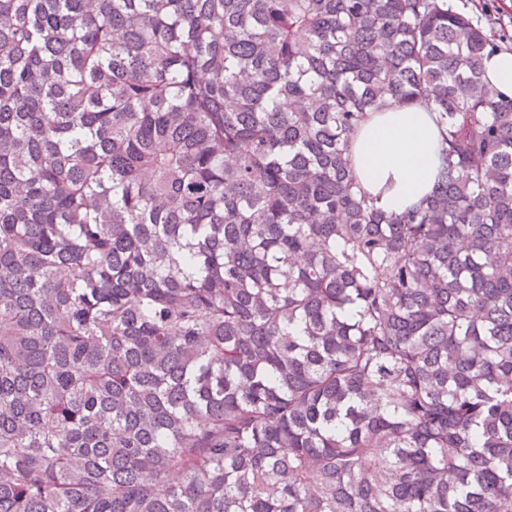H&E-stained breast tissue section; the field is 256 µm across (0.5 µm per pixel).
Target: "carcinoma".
Instances as JSON below:
<instances>
[{
  "label": "carcinoma",
  "instance_id": "obj_1",
  "mask_svg": "<svg viewBox=\"0 0 512 512\" xmlns=\"http://www.w3.org/2000/svg\"><path fill=\"white\" fill-rule=\"evenodd\" d=\"M508 37L448 0H0V512H512ZM421 106L431 193L352 171ZM482 77L499 93L512 97V53L498 52L482 60ZM438 140V128L422 108L371 112L353 139V174L385 210H403L430 192Z\"/></svg>",
  "mask_w": 512,
  "mask_h": 512
}]
</instances>
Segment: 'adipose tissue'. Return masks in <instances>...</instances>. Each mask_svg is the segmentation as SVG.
I'll return each mask as SVG.
<instances>
[{
	"mask_svg": "<svg viewBox=\"0 0 512 512\" xmlns=\"http://www.w3.org/2000/svg\"><path fill=\"white\" fill-rule=\"evenodd\" d=\"M438 140V128L424 109L393 107L370 113L353 139V174L384 209L403 210L430 192Z\"/></svg>",
	"mask_w": 512,
	"mask_h": 512,
	"instance_id": "1",
	"label": "adipose tissue"
}]
</instances>
